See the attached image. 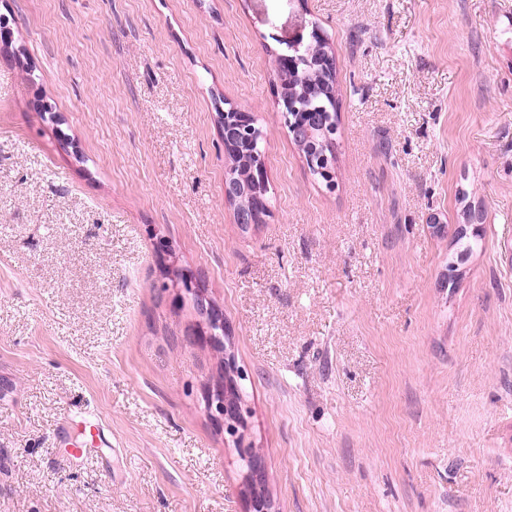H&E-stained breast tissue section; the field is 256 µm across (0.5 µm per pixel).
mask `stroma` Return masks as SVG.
I'll use <instances>...</instances> for the list:
<instances>
[{"label": "stroma", "mask_w": 512, "mask_h": 512, "mask_svg": "<svg viewBox=\"0 0 512 512\" xmlns=\"http://www.w3.org/2000/svg\"><path fill=\"white\" fill-rule=\"evenodd\" d=\"M0 512H251L189 272L279 512H512V0H0ZM336 62L335 182L282 117ZM264 129L262 223L225 105ZM482 215L479 244L455 229ZM97 455H63L67 418ZM311 39L324 44L322 34L317 28L310 33ZM315 42L302 56H294L288 51V65L283 64V73L280 76L281 95L287 97L292 105L297 106L300 112H306L323 102L333 101L335 112L338 113L336 98V73L332 78L328 77L322 68L316 64V60L324 51L322 45ZM332 98V99H331ZM205 406L212 419L234 438L236 445L244 444L246 418L240 401H233L229 391L221 385L208 382L204 387ZM102 442L100 429L95 425L84 423L78 427L67 451L70 456L79 459L93 453Z\"/></svg>", "instance_id": "stroma-1"}]
</instances>
